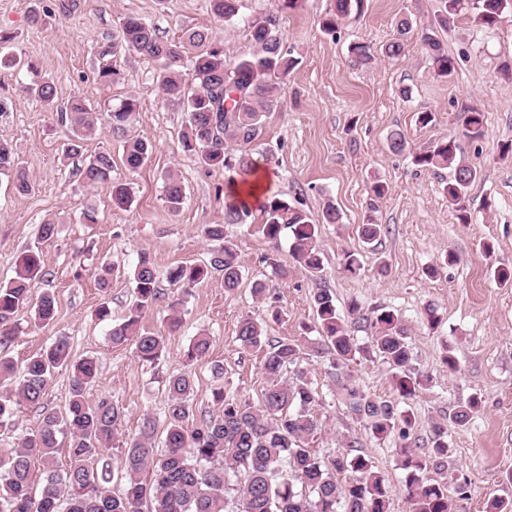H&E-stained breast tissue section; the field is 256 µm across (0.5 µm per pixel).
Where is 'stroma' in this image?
Here are the masks:
<instances>
[{"mask_svg": "<svg viewBox=\"0 0 512 512\" xmlns=\"http://www.w3.org/2000/svg\"><path fill=\"white\" fill-rule=\"evenodd\" d=\"M335 0H299L296 9L279 11L278 0H245L244 21L225 25L210 9V0H0V31L10 34L14 52L39 61L55 85L57 111L50 112L25 92L26 72L0 70V140L13 144L27 163L33 188L19 195L13 177L0 174V283L14 275L22 251L39 242L43 220H54L58 233L42 244L45 278L36 293L51 292L56 299L53 322L38 327L28 312L15 317L16 334L6 353L16 366L67 337L74 356L98 361L96 382L89 400L112 397L123 416L119 438L139 432L145 415L160 416L167 394L166 378L183 367V353L193 336L209 333L213 346L208 358L195 364L194 406L213 411L212 391L258 403L267 385L261 370L265 352L243 350L237 339L239 321L251 316L265 321L269 339L316 338L317 321L310 305L315 287L330 289L338 308L358 301L365 310H395L409 329L411 365L431 382L409 399L399 398L390 370L378 359H361L350 371L366 393L395 402L409 411L416 424L413 447H424L432 424L457 403L479 396L483 407L470 424L449 428L454 451L448 461L449 480L468 479L471 495L459 501L458 512H486L494 495H512V285L495 281L493 271L512 267V155L501 157L500 146L512 140V76L502 70L512 62V22L489 30L478 26L467 12L450 19L439 35L449 55L458 62L448 79L437 77L418 39H410L399 58L380 48L395 33L404 15L429 24L442 14L444 0H362L358 13L340 20L335 33H325L321 19ZM40 7L49 15L46 25L32 26L29 12ZM279 15V33L285 50L297 58L282 96L260 135L251 143H232V154L249 153L257 171L266 173L268 194L293 201L311 216L326 203L340 212L335 224L320 228L317 240L324 260L322 282L311 281L292 264L287 244L278 249L287 278L275 275L264 262L270 243L258 226L260 215L243 224H225L224 194L231 170L209 171L196 155L182 148L187 115L181 105L164 99L152 62L135 52L120 54L115 62L120 79L106 87L96 83L98 50L118 37L125 16L135 15L154 24L159 35L177 38L182 30L208 29L222 41L227 53L251 52L247 19ZM367 43L376 54L359 61L350 51ZM83 95L97 115V131L83 143L81 155L64 158L63 145L72 135L58 111L74 95ZM136 96L139 111L128 133L114 132L110 107ZM485 114L484 135L465 134L468 109ZM433 113L427 127L416 116ZM403 133L406 152L388 147L392 133ZM130 135L146 137L152 150L137 172L123 164V145ZM454 137L459 153L481 171L468 191V223H461L442 192L448 170H424L412 162V152L442 137ZM102 151L112 154L113 180L129 182L134 191L130 209L113 208L110 189L86 185L78 174ZM185 187L179 212H170L163 200L168 174ZM388 185L384 197L369 191L373 178ZM94 209L98 221L87 224L83 213ZM385 225L387 233L375 251L364 250L357 234L366 219ZM224 224L237 246L243 270L239 288L226 290L221 275H213L185 296L178 331L166 330L172 302L167 280H160L163 296L143 324L165 334V350L155 362H140L130 346L113 345L109 332L134 302L130 273L140 252H149L159 273L178 264L202 263L215 250L203 239L205 224ZM491 254H484L483 245ZM356 253L361 269H342L345 252ZM453 264H444L446 254ZM112 264V286L101 291L95 278L102 264ZM441 271L428 278L424 271ZM264 281L279 295L281 314L272 318L266 303L251 292L253 281ZM108 303L112 317L97 320L95 312ZM435 304L440 323L429 327L427 304ZM452 347L459 370L449 373L443 361ZM297 365L306 370L318 392L313 412L321 428L310 446L321 457L338 454L344 438L373 457L379 470L397 489L390 512H409L400 491L405 472L390 440L373 437L365 422L348 412L326 354L303 349Z\"/></svg>", "mask_w": 512, "mask_h": 512, "instance_id": "obj_1", "label": "stroma"}]
</instances>
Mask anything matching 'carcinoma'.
Segmentation results:
<instances>
[{"instance_id": "obj_1", "label": "carcinoma", "mask_w": 512, "mask_h": 512, "mask_svg": "<svg viewBox=\"0 0 512 512\" xmlns=\"http://www.w3.org/2000/svg\"><path fill=\"white\" fill-rule=\"evenodd\" d=\"M242 0H211L215 15L232 24L239 17ZM467 9L473 21L493 29L512 21V0H445L444 15L438 25L421 29L420 40L429 54L435 72L445 78L454 75L457 61L448 55L438 29L448 19ZM353 9V0H335V12L322 21L326 32L336 29L338 20ZM253 51L236 57L226 54L224 44L208 38L200 30L186 31L180 40L162 39L154 26L128 15L122 21L118 39L101 47L95 79L110 86L120 78L112 58L133 51L155 65L156 81L163 95L178 101L188 114V131L182 141L184 150L197 154L209 170L236 165L243 173L255 164L247 154L230 162L225 154L228 143H250L260 134L267 116L280 107L281 83L294 68V60L282 47L279 18L274 14L248 21ZM413 23L406 16L396 25L394 37L383 53L397 58L404 51ZM196 48L191 72L180 69L183 54ZM26 67L31 75L27 91L39 98L46 109L55 107V86L42 73L39 63L23 61L16 55L0 56V69ZM139 102L129 96L109 109L112 130L123 131L135 121ZM62 119L70 121L74 138L66 156L79 153L80 140L95 131V117L81 96H75ZM485 114L467 111L465 131L468 137L484 135ZM150 145L142 137H132L124 145V163L134 172L148 159ZM412 162L422 169L450 170L443 193L448 205L468 221L464 202L471 185L480 178V169L458 156L453 137L443 138L413 154ZM12 173L13 188L26 195L31 183L13 145L0 140V173ZM90 186L109 184L113 205L128 209L133 202L130 184L112 180V154L100 152L78 169ZM182 181L170 175L164 183V202L169 211H179L184 203ZM252 216L251 206L237 198L224 201V223L206 224L201 235L219 242L203 264H180L167 272L169 283L187 292L219 272L224 288L234 290L242 284L243 273L234 243L224 232L226 224H241ZM259 229L272 245L264 257L272 271L280 276L288 269L278 255L284 232L291 237L290 256L303 267L311 280L323 279V262L317 248L319 226L336 224L340 213L328 203L321 217L314 219L286 199L270 196L261 204ZM359 237L372 245L379 243L385 227L371 218L359 225ZM42 249L31 247L15 263V277L0 284V429L14 425L21 405L39 412L37 425L28 431L18 446L0 452V512H229L226 496L228 472L244 474L236 488L234 512H389L395 489L372 458L357 450L358 441L347 438L335 457L325 459L308 447L309 437L318 430L310 408L317 402V391L306 372L296 369L299 342L281 338L268 342L263 325L248 316L240 320L236 340L245 350L268 345L262 370L268 386L261 403L253 405L224 394L212 392L220 405L217 415L197 412L192 403L193 377L183 371L169 377L167 403L162 416L143 419L140 433L125 445L126 485L119 494L108 491L104 451L118 440L121 408L108 397L95 402L87 398L88 387L98 375L97 360L75 357L67 338L27 359L19 381H14L15 364L6 357L5 348L16 335L13 322L21 310L30 311L34 325L45 326L55 315V298L50 293L33 297V289L45 277ZM135 302L124 320L112 326L114 345L134 346L136 357L145 362L157 360L165 347L164 336L146 330L142 318L160 298L157 269L146 252L139 255L132 271ZM319 324L315 344L324 347L328 364L343 393L344 402L355 418L366 422L379 440H399L397 453L405 471L402 484L411 512H455L456 502L469 497L468 482L448 485L446 473L451 448L448 426L464 427L480 410V399L471 397L433 423L432 433L423 451L407 445L415 420L387 400L372 396L356 386L349 374L357 358H380L391 371L398 396L410 398L425 388L429 376L411 366L410 336L400 315L392 309L371 312L355 300L345 310L336 306L334 294L318 288L312 296ZM365 323L370 328L367 341L360 344L353 331ZM212 338L200 333L190 340L187 361H200L209 353ZM71 372V395L67 407L57 412L48 407L45 395L60 368ZM163 435L162 448H156L157 435ZM66 448L69 465L61 469L57 455ZM434 472L440 479L428 481L424 474ZM339 473L348 474L345 482Z\"/></svg>"}]
</instances>
